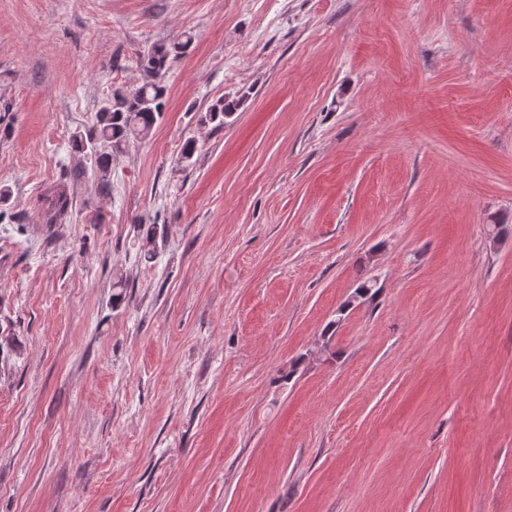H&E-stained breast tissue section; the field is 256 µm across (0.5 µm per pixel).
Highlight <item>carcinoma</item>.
Segmentation results:
<instances>
[{
  "label": "carcinoma",
  "instance_id": "cac0c4a2",
  "mask_svg": "<svg viewBox=\"0 0 512 512\" xmlns=\"http://www.w3.org/2000/svg\"><path fill=\"white\" fill-rule=\"evenodd\" d=\"M187 35L177 42H154L138 58L143 80L133 87H117L101 103L92 129L77 132L73 147L90 160L91 172L102 186L108 185L112 158L123 152L130 140L146 138L163 118L167 106L164 77L173 64L192 47ZM241 104L239 99H217L209 106V120L221 127ZM71 198L67 186L58 184L43 196L46 223L56 224L69 214Z\"/></svg>",
  "mask_w": 512,
  "mask_h": 512
}]
</instances>
